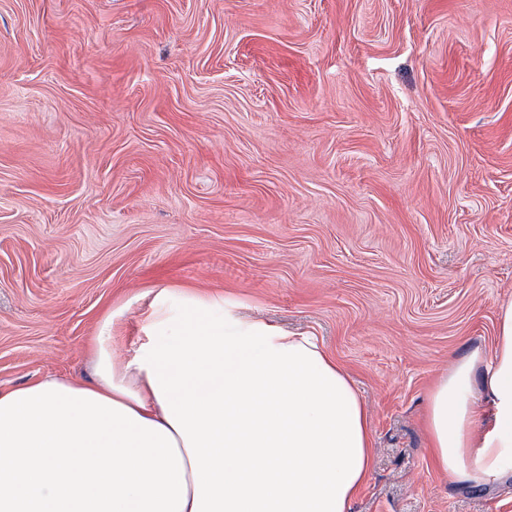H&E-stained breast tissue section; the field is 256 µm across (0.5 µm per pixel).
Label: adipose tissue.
<instances>
[{
    "label": "adipose tissue",
    "mask_w": 512,
    "mask_h": 512,
    "mask_svg": "<svg viewBox=\"0 0 512 512\" xmlns=\"http://www.w3.org/2000/svg\"><path fill=\"white\" fill-rule=\"evenodd\" d=\"M113 314L97 379L0 391V512H350L372 469L364 404L308 336L238 318L223 297L163 290L132 358ZM437 468L480 484L512 467V299L491 351L435 380Z\"/></svg>",
    "instance_id": "adipose-tissue-1"
}]
</instances>
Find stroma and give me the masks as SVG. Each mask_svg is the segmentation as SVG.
I'll list each match as a JSON object with an SVG mask.
<instances>
[{
	"label": "stroma",
	"instance_id": "obj_1",
	"mask_svg": "<svg viewBox=\"0 0 512 512\" xmlns=\"http://www.w3.org/2000/svg\"><path fill=\"white\" fill-rule=\"evenodd\" d=\"M174 288L346 370L351 512H512L423 425L512 298V0H0V390L93 381Z\"/></svg>",
	"mask_w": 512,
	"mask_h": 512
}]
</instances>
